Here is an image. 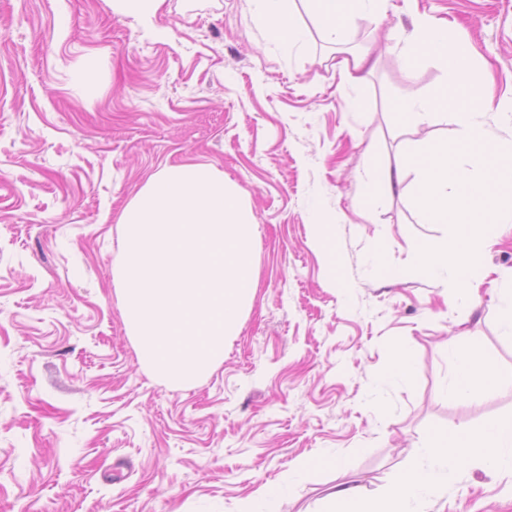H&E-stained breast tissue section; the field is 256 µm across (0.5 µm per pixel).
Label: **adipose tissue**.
<instances>
[{"instance_id": "ef3b65f1", "label": "adipose tissue", "mask_w": 512, "mask_h": 512, "mask_svg": "<svg viewBox=\"0 0 512 512\" xmlns=\"http://www.w3.org/2000/svg\"><path fill=\"white\" fill-rule=\"evenodd\" d=\"M258 14L267 23L273 42L301 46L304 35L286 14V0H254ZM325 36L341 43L351 25L363 17L381 16L388 0H307ZM453 377L445 389L449 399L467 401L485 389L512 392V368H502L491 356L474 347L448 346ZM416 460L378 498L371 499L357 486L338 488L334 494L337 512H425L434 489L451 490L465 466L479 463L491 473L512 475V417L488 419L477 430H462L429 436L415 450Z\"/></svg>"}]
</instances>
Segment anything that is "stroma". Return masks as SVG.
<instances>
[{"instance_id": "obj_1", "label": "stroma", "mask_w": 512, "mask_h": 512, "mask_svg": "<svg viewBox=\"0 0 512 512\" xmlns=\"http://www.w3.org/2000/svg\"><path fill=\"white\" fill-rule=\"evenodd\" d=\"M289 8L294 52L250 0H166L149 23L112 0H0V512H244L299 462L280 512H330L337 485L381 495L423 438L512 416V395L442 392L458 334L512 368V233L486 255L478 309L414 270L449 228L424 223L408 156L455 131L397 113L445 83L434 60L401 72L420 16L465 33L481 85L512 99V0H389L349 32L374 63L357 86L304 0ZM185 161L223 170L259 224L240 329L186 389L141 366L113 283L122 208ZM389 166L400 186L367 207L369 171ZM399 347L412 380H381ZM426 512H512V476L468 468Z\"/></svg>"}]
</instances>
